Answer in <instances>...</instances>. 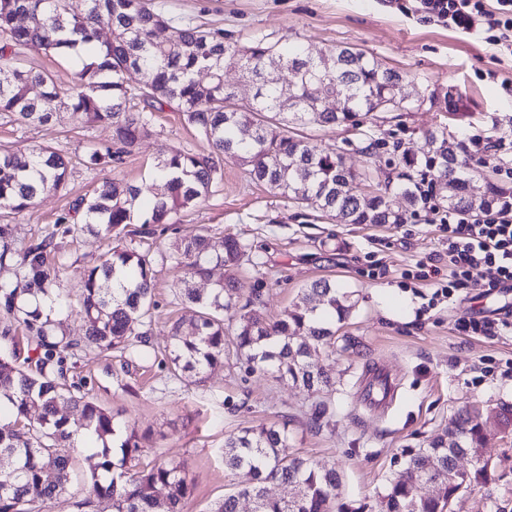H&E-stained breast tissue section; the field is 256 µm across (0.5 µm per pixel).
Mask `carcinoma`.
<instances>
[{
  "label": "carcinoma",
  "instance_id": "cac0c4a2",
  "mask_svg": "<svg viewBox=\"0 0 512 512\" xmlns=\"http://www.w3.org/2000/svg\"><path fill=\"white\" fill-rule=\"evenodd\" d=\"M105 29L111 34L107 40L101 37ZM160 30L167 32L163 39L157 37ZM39 54L73 59L74 82L66 94L50 72L24 65L26 57ZM228 68L252 83L250 100L236 98L224 80ZM272 68L291 72L294 80L284 86L266 82L264 72ZM131 71L139 75L134 85L126 80ZM404 80V74L351 47L314 55L286 36H262L248 45L227 41L224 28L176 24L151 0H86L80 14L71 12L69 0H0V114L44 125L64 108L82 125L111 129L112 143L88 154L90 169L123 163L150 132L153 113L166 106L183 113L209 146L207 154L177 148L159 160L157 192L146 204L139 202L138 186L107 180L78 200L72 213L58 217L54 229L19 254L25 291L50 299L54 307L69 305L55 266L58 234L88 231L120 241L137 220L169 224L209 194L228 160L290 200L316 199L341 224L403 223L420 205L413 189L415 160L402 157L405 172L398 175V185L387 177L376 194L358 197L351 183L371 173L360 175L341 154L290 135L288 124L357 129L374 112L409 108ZM428 142L421 175L431 176L442 204L478 217L497 203L503 189L492 183L484 193H474L476 170L461 144H449L443 131L429 132ZM68 176L69 162L49 146L26 158L1 149L0 212L18 213L38 196L60 191ZM74 213L81 215L82 225L72 223ZM249 250L236 237L216 238L204 229L173 241L168 257L185 277L202 279L213 264L235 269ZM154 263L148 252L117 245L100 264L83 269L78 301L85 335L79 337L58 334L50 315L22 302L18 289L0 284V309L40 340L33 370L18 365L16 355L0 352V416H10L0 424V455L11 459V467L0 470V512H47L65 498L73 453L81 447L93 450L97 463L76 507L91 508L106 499L112 512H183L192 492L184 463L141 465L143 448L134 428L82 394L84 383L67 382L68 352L83 342L132 359L141 356L156 307ZM241 291L232 276L206 294L184 289L192 314L172 327L174 371L200 381L224 363L229 324L235 354L251 371L271 372L311 394L331 387L314 359L335 350L336 324L355 307L352 293L328 280L315 281L280 318L267 322L239 305ZM70 407L80 409L77 429L69 424ZM488 422L490 416L465 408L428 446L404 449L402 468L388 480L379 512H447L462 492L488 482V464L481 463ZM288 439L286 422L244 427L229 436L224 468L245 470L251 481L225 494L210 512H239L245 498L252 512H363L336 503V468L286 453ZM465 456L476 460L474 469L458 466ZM270 484L288 489V495H270ZM424 484L433 487V494L417 493Z\"/></svg>",
  "mask_w": 512,
  "mask_h": 512
}]
</instances>
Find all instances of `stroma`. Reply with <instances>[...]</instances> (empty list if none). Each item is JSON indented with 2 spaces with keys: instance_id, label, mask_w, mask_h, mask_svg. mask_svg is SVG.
Returning a JSON list of instances; mask_svg holds the SVG:
<instances>
[{
  "instance_id": "35a3bbf8",
  "label": "stroma",
  "mask_w": 512,
  "mask_h": 512,
  "mask_svg": "<svg viewBox=\"0 0 512 512\" xmlns=\"http://www.w3.org/2000/svg\"><path fill=\"white\" fill-rule=\"evenodd\" d=\"M173 22L220 26L227 40L246 44L255 38L288 36L321 51L334 46L364 51L382 66L403 72L413 106L403 112H375L360 129L291 125L293 135L340 152L357 172H392L391 161L404 153L422 158L425 135L445 131L459 143L479 139L494 172L492 180L512 187V57L484 38L463 34L415 12L414 0H152ZM152 133L114 169L93 171L81 163L87 147L110 143L103 127L83 128L71 112H58L46 125L20 124L0 117V147L25 155L50 146L70 162L66 188L44 195L13 214L14 248L51 229L75 200L106 179L137 185L142 197L155 192L154 166L175 147L199 153L209 147L182 113H155ZM380 147L364 149L372 140ZM209 229L251 245L249 261L237 275L244 288H256L255 308L265 320L278 319L311 282L328 279L353 292L356 306L336 333V353L320 362L334 378L332 389L314 396L278 380L250 372L245 362L228 359L203 381L174 375L167 361L170 327L189 311L183 289L208 292L224 280L214 267L209 280L184 276L164 260L174 237ZM122 243L152 249L158 307L143 357L127 363L120 353L80 346L67 359L70 376L85 378L89 397L119 418L136 424L144 461L184 462L192 493L183 512H208L211 504L249 483L246 471L224 470V441L239 429L259 423H287L288 454L300 453L335 466L342 502L375 508L402 449L427 445L441 435L458 411L471 404L512 402V330L499 336L465 335L460 318H504L511 297L497 292L479 297L461 288L453 298L435 297V278L415 279L419 270L448 272L445 235L433 213L407 215L385 227L341 224L316 200L296 203L254 183L245 168L228 161L223 178L175 225L134 224ZM112 241L89 234L57 242L58 257L73 278L99 262ZM381 367L397 382L386 410L366 408L361 393ZM329 410L312 421L315 399ZM490 482L465 492L455 512H489L497 499L512 512V432L493 430L483 450Z\"/></svg>"
}]
</instances>
